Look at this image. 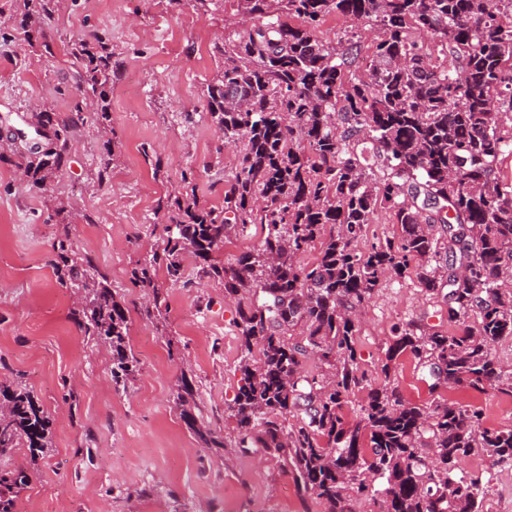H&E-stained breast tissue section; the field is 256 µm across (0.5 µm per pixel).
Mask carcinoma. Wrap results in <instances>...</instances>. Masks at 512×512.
Returning a JSON list of instances; mask_svg holds the SVG:
<instances>
[{
  "mask_svg": "<svg viewBox=\"0 0 512 512\" xmlns=\"http://www.w3.org/2000/svg\"><path fill=\"white\" fill-rule=\"evenodd\" d=\"M57 2L17 0V16L0 21V44L24 42L47 60L63 53L83 88L84 99L64 115L42 106L34 120L52 136L16 153L35 192L67 169L85 101L101 132L110 121L112 38L98 30L57 44L43 31ZM168 2L211 11L227 0ZM234 2L250 26L224 36L223 65L205 93L206 120L237 149L224 202L207 206L188 193L167 199L174 227L135 276L153 288L161 265L176 284L191 253L224 283L237 304L242 349L232 407L238 447L282 456L325 512H357L361 502L370 512H483L493 474L466 473L460 462L473 455L512 466V429L482 426L480 408L443 392L490 386L512 397V371L493 355L512 337V184L497 175L502 156L512 155V118L502 120L512 112V0ZM331 15L371 18L384 30L363 69L353 38H316ZM441 206L454 213L451 222ZM380 208L399 234L363 251ZM253 224L265 232L259 247L233 263L211 262L230 231L245 235ZM317 243L318 255L302 263ZM54 252L62 284L85 291L74 311L78 328L109 343L112 382L127 387L138 361L125 308L68 232ZM412 259L456 332L394 325L381 371L390 377L410 353L431 396L425 405L386 382L367 385L358 361L360 306ZM309 360L324 373L308 375ZM193 396L183 381L181 418L205 441ZM0 403V453L45 456L52 422L33 392L0 384ZM30 481L26 468L0 469V512H17Z\"/></svg>",
  "mask_w": 512,
  "mask_h": 512,
  "instance_id": "cac0c4a2",
  "label": "carcinoma"
}]
</instances>
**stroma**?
<instances>
[{"mask_svg": "<svg viewBox=\"0 0 512 512\" xmlns=\"http://www.w3.org/2000/svg\"><path fill=\"white\" fill-rule=\"evenodd\" d=\"M234 11L176 10L168 0H61L45 23L57 39L94 30L111 35L113 136L87 120L70 143L67 172L40 194L20 180L14 156L0 159V379L33 391L54 441L46 457L31 460L23 449L12 459L31 473L19 512H324L283 459L237 446L231 406L241 346L236 304L225 298L223 283L190 255L179 283L160 272L149 289L134 276L166 244L169 220L159 204L184 190L185 173H193L202 203L224 200L236 149L201 114L203 90L221 63L215 46ZM80 96L64 56L49 62L24 45L0 46V132L26 129L33 105L50 102L62 113ZM105 165L102 184L97 171ZM59 203L81 213V221L59 224L52 216ZM64 232L126 309L128 343L139 362L126 389L112 384L108 345L87 340L73 320L77 295L52 266L53 244ZM440 307L413 273L378 286L359 318L371 385L388 380L405 400L429 401L410 355H401L387 377L380 363L393 324L447 328ZM185 379L215 445L201 442L181 418L177 391ZM448 397L480 406L484 426L512 429L511 398L492 389ZM461 467L493 471L484 512H512L511 468L479 456Z\"/></svg>", "mask_w": 512, "mask_h": 512, "instance_id": "35a3bbf8", "label": "stroma"}]
</instances>
